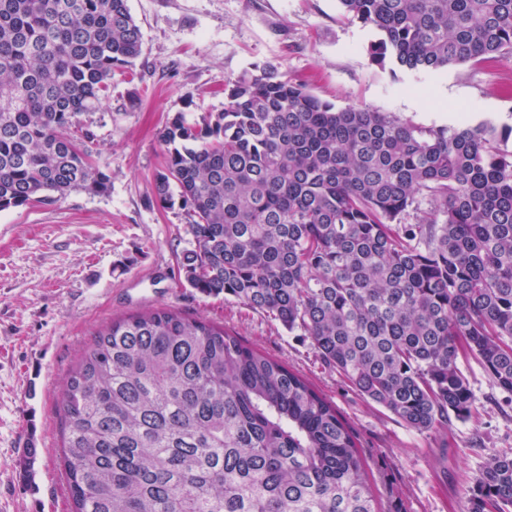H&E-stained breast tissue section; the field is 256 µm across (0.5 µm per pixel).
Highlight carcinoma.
<instances>
[{"mask_svg": "<svg viewBox=\"0 0 512 512\" xmlns=\"http://www.w3.org/2000/svg\"><path fill=\"white\" fill-rule=\"evenodd\" d=\"M339 2L378 32L382 68L512 58V0ZM141 53L128 0H0V211L109 192L70 129ZM510 136L338 108L255 65L224 81V110L166 123L155 193L191 217V288L303 331L361 395L436 432L471 413L460 360L512 393ZM60 413L73 512H401L392 489L377 507L356 436L309 381L168 308L102 327ZM463 512H512V455Z\"/></svg>", "mask_w": 512, "mask_h": 512, "instance_id": "cac0c4a2", "label": "carcinoma"}]
</instances>
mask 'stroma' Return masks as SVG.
<instances>
[{
	"mask_svg": "<svg viewBox=\"0 0 512 512\" xmlns=\"http://www.w3.org/2000/svg\"><path fill=\"white\" fill-rule=\"evenodd\" d=\"M142 33L132 78L81 117L72 137L112 177L108 194L74 191L0 211V512H72L62 463L63 384L95 333L168 307L224 326L286 363L354 430L376 488L399 489L405 512H461L476 476L512 454V394L462 362L469 417L434 433L407 428L368 401L288 330L239 301L189 288L178 269L192 246L186 210L162 207L154 178L168 118L224 108L225 80L278 66L343 108L360 104L421 125L512 127V61L451 65L432 75L371 62L377 34L339 0H128ZM35 446L32 478L20 462Z\"/></svg>",
	"mask_w": 512,
	"mask_h": 512,
	"instance_id": "obj_1",
	"label": "stroma"
}]
</instances>
